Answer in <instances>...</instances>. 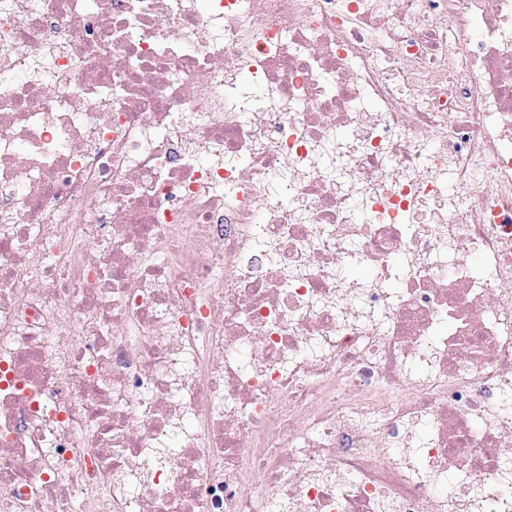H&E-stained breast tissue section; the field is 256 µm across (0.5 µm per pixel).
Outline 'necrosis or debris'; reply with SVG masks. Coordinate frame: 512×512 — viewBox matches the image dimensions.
Wrapping results in <instances>:
<instances>
[{
	"label": "necrosis or debris",
	"mask_w": 512,
	"mask_h": 512,
	"mask_svg": "<svg viewBox=\"0 0 512 512\" xmlns=\"http://www.w3.org/2000/svg\"><path fill=\"white\" fill-rule=\"evenodd\" d=\"M0 512H512V0H0Z\"/></svg>",
	"instance_id": "necrosis-or-debris-1"
}]
</instances>
